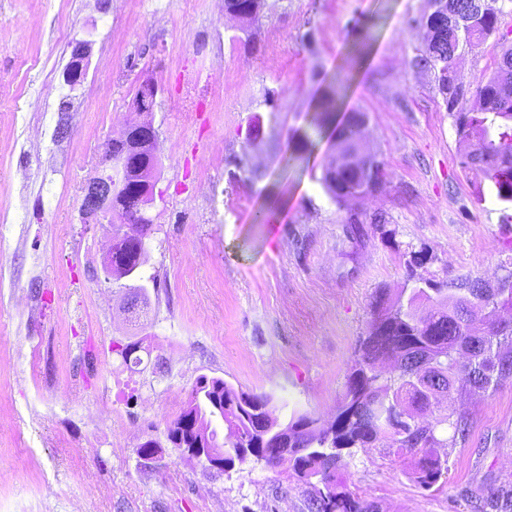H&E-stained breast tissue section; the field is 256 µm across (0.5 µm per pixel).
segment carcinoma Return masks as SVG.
Returning <instances> with one entry per match:
<instances>
[{"label":"carcinoma","instance_id":"cac0c4a2","mask_svg":"<svg viewBox=\"0 0 512 512\" xmlns=\"http://www.w3.org/2000/svg\"><path fill=\"white\" fill-rule=\"evenodd\" d=\"M260 0H224V10H237L242 20L255 19ZM506 13L505 0H428L419 25L430 26L413 59L416 68L434 76L435 89L454 118L457 136L464 146L462 166L491 181L502 202H512V47L503 49L494 70L472 91L480 109L461 108L465 96L450 84L460 45L472 49L499 32ZM366 116H354L341 130L339 143L346 152L357 144L346 138L352 127L365 125ZM382 163L374 156L353 160L326 170L323 181L338 202L366 196L382 183ZM112 271L118 277L142 274L145 250L135 243L112 245ZM409 295L389 298L380 294L367 335L350 366L343 398L329 425L306 413L292 412L282 421L270 410L271 397L235 389L219 377L201 375L189 392L179 415L167 427V441L179 452L201 441H212L211 452L227 466L250 459H277L289 476L310 484L309 476L321 474L324 485L311 484L308 512H370L374 503L353 494L338 475L343 457L351 449L391 435L397 452L410 456L411 478L431 489L448 473V454H440L447 442L437 437L446 425L453 436L464 435L467 422L446 415L433 422L420 417L439 403L427 377L442 380L451 390L455 380L465 379L475 393H493L512 377V321L476 329L475 307L496 310L512 306V281L492 287L480 279L465 283L466 294L443 293L429 280ZM390 363L394 379L380 370ZM494 512H512V488L498 487L484 499Z\"/></svg>","mask_w":512,"mask_h":512}]
</instances>
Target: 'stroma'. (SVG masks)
<instances>
[{
  "label": "stroma",
  "mask_w": 512,
  "mask_h": 512,
  "mask_svg": "<svg viewBox=\"0 0 512 512\" xmlns=\"http://www.w3.org/2000/svg\"><path fill=\"white\" fill-rule=\"evenodd\" d=\"M427 0H261L242 25L213 0H0V512H306L310 488L263 463L224 472L166 445L196 378L271 395L276 415L332 421L380 293L418 274L458 292L512 276V205L461 165L431 73L413 67ZM93 53L84 81L62 73L73 40ZM498 36L463 54L467 88L489 75ZM152 114L161 173L143 328L124 281L95 271L109 242L80 222L81 188L132 111ZM68 112H60L62 96ZM334 96L339 120L313 102ZM366 115L362 152L383 165L373 195L337 202L322 184L337 121ZM278 205L280 224L255 223ZM385 223H372L374 214ZM363 221L350 237L351 215ZM143 340L141 365L115 345ZM163 370H155V362ZM439 414L464 415L448 479L425 490L392 440L354 449L340 474L381 512H475L512 486V378L492 394L457 381ZM163 442L141 459L146 440Z\"/></svg>",
  "instance_id": "stroma-1"
}]
</instances>
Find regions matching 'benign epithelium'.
<instances>
[{"label": "benign epithelium", "mask_w": 512, "mask_h": 512, "mask_svg": "<svg viewBox=\"0 0 512 512\" xmlns=\"http://www.w3.org/2000/svg\"><path fill=\"white\" fill-rule=\"evenodd\" d=\"M93 43L87 39H76L71 43L70 61L63 73L70 88L79 85L87 75ZM158 86L150 81H141L132 99L135 117L128 120L122 134L107 143L106 151L96 174L82 186L80 207L81 223L105 224L111 243L124 238H137L140 232L136 225L127 223V211L123 205V193H132L127 188L133 176H139V216L142 223L152 220L146 210L154 201L156 178L147 175L148 167L140 164V153L156 155L157 131L147 116L154 112Z\"/></svg>", "instance_id": "benign-epithelium-1"}]
</instances>
